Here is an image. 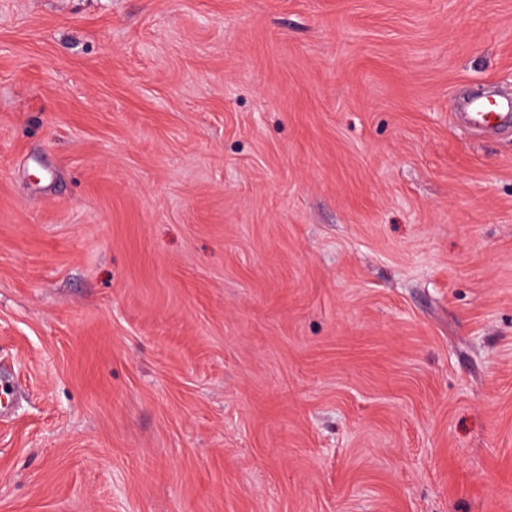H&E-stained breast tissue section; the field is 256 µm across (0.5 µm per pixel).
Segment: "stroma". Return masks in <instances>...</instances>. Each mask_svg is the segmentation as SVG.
Returning <instances> with one entry per match:
<instances>
[{
	"label": "stroma",
	"mask_w": 512,
	"mask_h": 512,
	"mask_svg": "<svg viewBox=\"0 0 512 512\" xmlns=\"http://www.w3.org/2000/svg\"><path fill=\"white\" fill-rule=\"evenodd\" d=\"M512 0H0V512H512ZM467 112H463V118L470 127L486 130L512 127V103L510 100L477 101L465 104Z\"/></svg>",
	"instance_id": "1"
}]
</instances>
